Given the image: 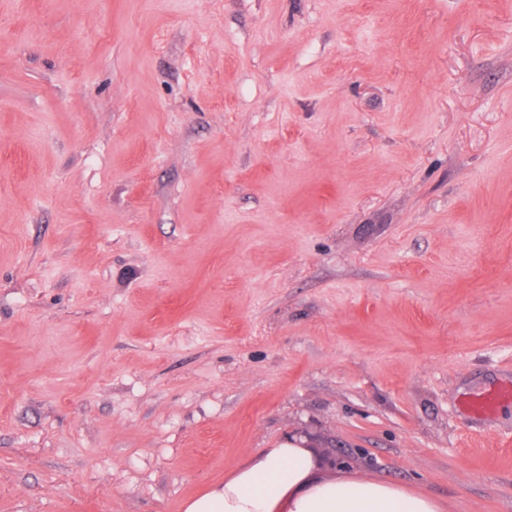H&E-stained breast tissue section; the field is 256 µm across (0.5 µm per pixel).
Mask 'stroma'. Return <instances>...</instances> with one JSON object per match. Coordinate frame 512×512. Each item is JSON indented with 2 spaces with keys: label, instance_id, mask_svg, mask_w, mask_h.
<instances>
[{
  "label": "stroma",
  "instance_id": "stroma-1",
  "mask_svg": "<svg viewBox=\"0 0 512 512\" xmlns=\"http://www.w3.org/2000/svg\"><path fill=\"white\" fill-rule=\"evenodd\" d=\"M509 373L512 0H0V512H512ZM512 404V379L495 384L489 388L465 395L461 400L460 409L475 422L481 423L492 419L499 409ZM434 499L381 480L321 474L314 451L293 437L241 464L185 512H441Z\"/></svg>",
  "mask_w": 512,
  "mask_h": 512
}]
</instances>
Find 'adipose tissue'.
<instances>
[{"label": "adipose tissue", "mask_w": 512, "mask_h": 512, "mask_svg": "<svg viewBox=\"0 0 512 512\" xmlns=\"http://www.w3.org/2000/svg\"><path fill=\"white\" fill-rule=\"evenodd\" d=\"M185 512H440L434 499L381 480L321 474L297 437L241 464L224 482L191 499Z\"/></svg>", "instance_id": "adipose-tissue-1"}]
</instances>
